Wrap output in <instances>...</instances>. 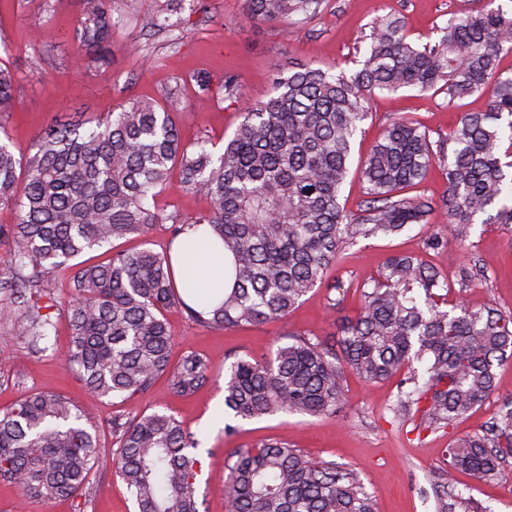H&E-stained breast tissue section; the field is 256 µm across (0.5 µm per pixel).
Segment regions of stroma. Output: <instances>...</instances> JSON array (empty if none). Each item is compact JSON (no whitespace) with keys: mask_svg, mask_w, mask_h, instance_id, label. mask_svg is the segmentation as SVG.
I'll use <instances>...</instances> for the list:
<instances>
[{"mask_svg":"<svg viewBox=\"0 0 512 512\" xmlns=\"http://www.w3.org/2000/svg\"><path fill=\"white\" fill-rule=\"evenodd\" d=\"M485 0H324L320 13L288 24H253L246 19V0H175L182 23L164 29H145L143 13L156 10L160 0H112L120 23L112 31L108 61L88 64L76 55V28L81 0H0V67L16 79L12 105L0 112V137L7 138L17 157L37 150L39 136L53 124L84 123L135 100L164 102L171 87L182 92L183 110L175 119L183 144L208 142L222 152L241 121L245 106L273 91L280 69L312 64L324 69L350 70L362 59L373 22L389 15L403 17L411 39L435 38L449 18L482 7ZM236 77L241 96L225 99L220 86L225 74ZM211 78L210 92H199L194 77ZM487 97L474 94L449 103L445 95L410 89L377 94L372 116L363 124L352 148L360 160L385 125L403 118L428 129L431 139L447 136L465 112H482ZM157 210L192 221L207 213L200 193L186 191L171 178L155 199ZM167 224L154 225L144 237L113 241L85 252L80 260L95 263L118 251L149 248L167 250ZM422 252L418 231L394 239H362L343 251L332 276L351 289L336 308H329V290L309 293L287 318L243 329L201 326L180 308L165 318L179 347L203 355L210 382L189 397L171 393L165 379H157L146 393L122 400L95 399L67 370L69 339L64 315H54L51 346L43 352L26 348L12 323L0 317V412L30 392L63 394L88 410L100 442L112 445L114 415L163 412L174 415L198 441L201 463L196 493L201 512H226V486L234 454L269 439L287 440L316 461H333L353 470L371 496L376 512H433L432 469L440 462L449 435L480 431L498 407L512 399V358L497 367L496 389L483 405L454 427L452 434H415L392 424L389 406L396 395L394 382L368 384L348 376L346 407L336 418L277 414L240 421L235 432L224 430V372L237 357L266 358L281 337L291 333L331 342L343 320L361 304L360 287L376 277L394 253ZM423 253V252H422ZM426 255V254H425ZM427 261L443 279L455 282L459 264L480 261L486 281L464 290L460 299L471 307L494 306L512 312V229L499 224H475L456 260L430 253ZM504 477L485 483L466 472L456 475V489L478 500L490 512H512V457ZM93 489L87 512H134L131 497L112 471L92 473Z\"/></svg>","mask_w":512,"mask_h":512,"instance_id":"1","label":"stroma"}]
</instances>
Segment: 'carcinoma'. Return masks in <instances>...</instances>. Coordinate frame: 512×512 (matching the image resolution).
Wrapping results in <instances>:
<instances>
[{
  "label": "carcinoma",
  "instance_id": "obj_1",
  "mask_svg": "<svg viewBox=\"0 0 512 512\" xmlns=\"http://www.w3.org/2000/svg\"><path fill=\"white\" fill-rule=\"evenodd\" d=\"M77 39L97 62L119 19L112 0H81ZM251 23L311 19L323 0H246ZM359 68L351 73L299 64L278 75L273 94L249 104L233 138L216 156L199 142L181 144L172 113L177 93L161 106L133 101L87 131L46 130L26 160L0 143V200L19 219L7 232L0 280L10 318L30 350L48 344L52 310L64 308L71 331L66 366L97 398H130L164 376L189 396L209 380L195 353L173 362L164 311L175 305L198 324L224 330L282 320L322 283L343 250L359 239L390 238L441 221L423 238L426 252L462 247L479 215L512 227V75L499 69L512 53V10L486 0L448 20L438 37L409 39L387 16L373 27ZM443 92L448 102L488 95L484 112H465L448 137L433 141L419 124L385 126L357 171L365 198L359 213L342 203L354 137L372 117L377 92ZM15 78L0 68V111L13 101ZM446 189L434 199L402 192L426 180L433 165ZM186 190L210 199L190 224L152 209L173 173ZM171 220L173 237L202 224L224 243L232 287L207 311L186 303L173 279L169 252L114 253L100 264L77 258L115 239L145 237ZM68 274L61 301L44 278ZM485 275L462 265L463 289ZM452 286L419 255L393 254L362 288L358 316L340 327L337 343L288 335L268 359L238 358L224 376V410L238 421L279 413L336 417L344 412L346 375L366 383L397 381L393 422L445 431L482 405L495 389L496 368L512 356V313L491 306H448ZM113 447L99 443L85 410L61 394L31 392L0 414V483L32 499L90 501L92 471L109 467L136 512H199L193 450L198 442L172 415L112 418ZM512 457V401L481 433L448 442L431 476L434 512H483L454 492L455 473L502 479ZM229 512H375L353 470L314 461L283 440L241 452L231 466Z\"/></svg>",
  "mask_w": 512,
  "mask_h": 512
}]
</instances>
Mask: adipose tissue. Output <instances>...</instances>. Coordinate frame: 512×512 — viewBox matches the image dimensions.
I'll use <instances>...</instances> for the list:
<instances>
[{
  "label": "adipose tissue",
  "instance_id": "ef3b65f1",
  "mask_svg": "<svg viewBox=\"0 0 512 512\" xmlns=\"http://www.w3.org/2000/svg\"><path fill=\"white\" fill-rule=\"evenodd\" d=\"M170 255L178 288L188 304L207 294H223L224 245L207 228L181 235L173 242Z\"/></svg>",
  "mask_w": 512,
  "mask_h": 512
}]
</instances>
